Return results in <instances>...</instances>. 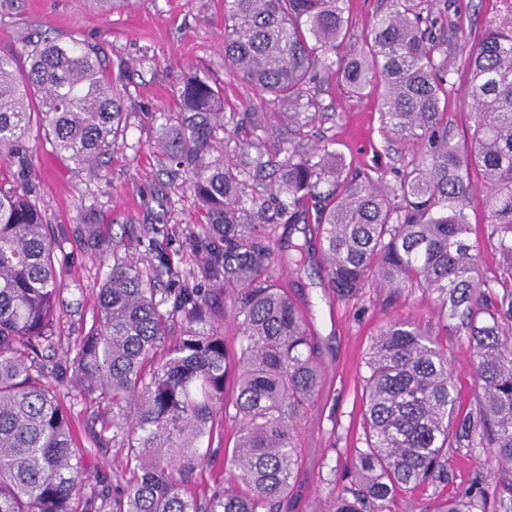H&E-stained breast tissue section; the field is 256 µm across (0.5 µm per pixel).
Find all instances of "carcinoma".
<instances>
[{
  "instance_id": "1",
  "label": "carcinoma",
  "mask_w": 512,
  "mask_h": 512,
  "mask_svg": "<svg viewBox=\"0 0 512 512\" xmlns=\"http://www.w3.org/2000/svg\"><path fill=\"white\" fill-rule=\"evenodd\" d=\"M346 0H224V67L261 95L288 104L282 144L231 145L235 113L205 77L177 88L180 106L160 122L161 160L188 174L205 224L196 246L213 295L183 282L158 293L150 270L112 256L96 315L75 342L70 368L80 397L105 404L95 442L127 449L121 491L90 486L57 380L41 367L61 339L65 274L30 199L0 187V512H290L299 487L297 423L318 396L322 370L305 319L273 279L278 224H315L325 277L336 296L369 288L436 295L445 327L475 353L474 404L460 411L448 355L418 324L389 321L365 362V447L327 512H388L397 492L448 482V449L487 448L501 465L500 499L512 503V20L468 42L463 27L393 0L368 40L350 42ZM29 70L0 54V150L17 151L39 117L53 148L94 169L118 146L120 91L96 53L75 38L31 43ZM465 52L475 110L470 143L448 138L456 51ZM332 74L352 93L380 84L382 129L413 145L387 181L350 170L326 142L308 150L304 128L320 116L316 81ZM484 185L487 241L507 261L478 275L483 243L468 210L473 172ZM308 249L288 242V263ZM237 338L214 317L218 298ZM232 386L236 442L224 454L231 480L206 505L190 493L213 456L204 442L224 428ZM112 438H107V434ZM468 489L441 512H473Z\"/></svg>"
}]
</instances>
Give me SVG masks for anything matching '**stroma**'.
Returning <instances> with one entry per match:
<instances>
[{
    "mask_svg": "<svg viewBox=\"0 0 512 512\" xmlns=\"http://www.w3.org/2000/svg\"><path fill=\"white\" fill-rule=\"evenodd\" d=\"M435 6L449 20H462L474 40L507 16L505 0H437ZM44 31L92 47L121 92L126 112L119 146L102 158L96 174L75 169L53 149L36 122L20 154L0 153V187L6 189L16 183L18 156L26 157L32 198L45 216L56 261L68 273L62 337L45 351L44 364L60 376L71 421L88 443L97 407L78 397L65 370L67 350L91 320L113 256L150 261L166 254L172 269L158 272L156 285L162 289L172 287V271L188 272L207 258L191 245L200 231L201 206L184 179L172 181L163 172L159 128L149 113L176 107V88L196 73L223 93L226 111L239 113V125L231 134L246 142L256 136L247 114L260 101L251 84L224 73V0H135L110 12L97 10L91 0H0V54L14 56L17 72L29 66L24 38ZM455 80L457 91L447 108L448 132L462 144L471 136L474 117L465 72H458ZM382 91V86L373 85L354 94L336 78L319 82L322 115L307 129L309 145L332 141L353 168L393 178L412 147L382 132L377 107ZM291 241L315 243L314 225H278L274 247L280 260L273 275L301 308L323 372L319 395L297 428L302 487L295 512H325L332 487L345 486L348 460L363 445L364 361L380 329L399 318L437 335L465 407L472 400L474 358L466 337L446 333L431 295L415 290L392 301L386 289L371 288L361 299L340 300L328 287L316 257H309L304 270L293 271L287 261ZM237 428L233 419H225L223 433L215 436L216 464L197 473L192 484L199 501H206L223 481V451L233 447ZM483 459L478 448L449 449L447 483L403 492L390 503L391 512H429L438 500L468 488L480 491L486 512H502L497 466Z\"/></svg>",
    "mask_w": 512,
    "mask_h": 512,
    "instance_id": "obj_1",
    "label": "stroma"
}]
</instances>
